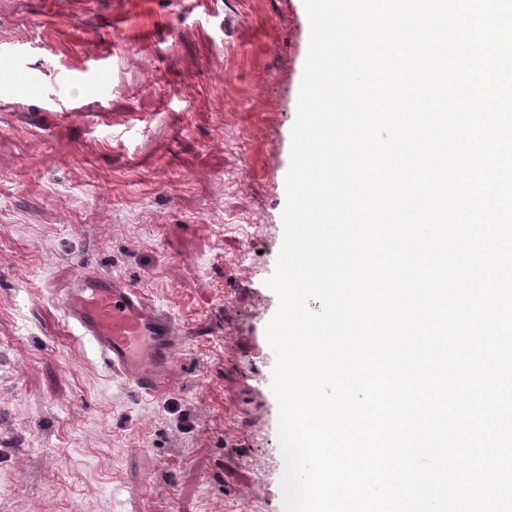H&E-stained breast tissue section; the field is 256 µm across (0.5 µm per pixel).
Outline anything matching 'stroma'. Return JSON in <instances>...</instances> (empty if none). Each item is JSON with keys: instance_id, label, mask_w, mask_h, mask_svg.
I'll list each match as a JSON object with an SVG mask.
<instances>
[{"instance_id": "stroma-1", "label": "stroma", "mask_w": 512, "mask_h": 512, "mask_svg": "<svg viewBox=\"0 0 512 512\" xmlns=\"http://www.w3.org/2000/svg\"><path fill=\"white\" fill-rule=\"evenodd\" d=\"M309 35L304 0H0V512H283L265 281ZM89 262L181 329L163 398L71 336Z\"/></svg>"}]
</instances>
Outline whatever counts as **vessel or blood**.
<instances>
[{"instance_id":"b4317fda","label":"vessel or blood","mask_w":512,"mask_h":512,"mask_svg":"<svg viewBox=\"0 0 512 512\" xmlns=\"http://www.w3.org/2000/svg\"><path fill=\"white\" fill-rule=\"evenodd\" d=\"M73 336L148 397L178 382L175 354L182 336L172 317L121 277L87 266L62 291Z\"/></svg>"}]
</instances>
